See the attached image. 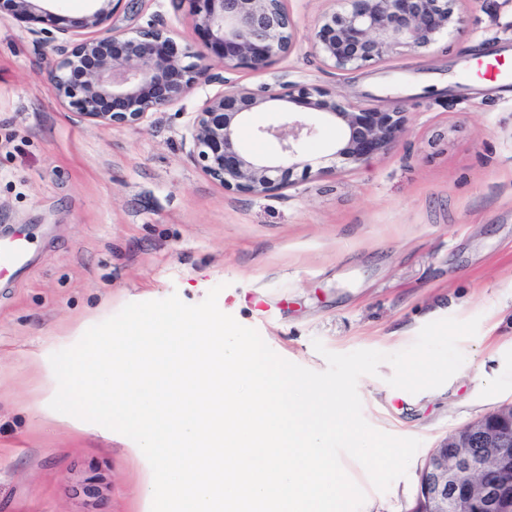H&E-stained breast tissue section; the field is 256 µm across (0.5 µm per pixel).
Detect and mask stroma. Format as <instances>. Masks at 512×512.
<instances>
[{
    "mask_svg": "<svg viewBox=\"0 0 512 512\" xmlns=\"http://www.w3.org/2000/svg\"><path fill=\"white\" fill-rule=\"evenodd\" d=\"M301 38L248 87H321L389 111L406 130L386 154H334L341 128L313 114L291 187L224 190L191 158L193 112L220 91L195 86L138 127L94 125L61 106L58 55L27 27L0 21V235L35 240L31 266L0 277V512H150L152 470L128 437L52 410L50 355L130 302L178 294L190 305L221 286L218 306L280 357L321 372L327 350L394 353L427 323L478 318L460 370L412 394L388 385L390 364L357 384L374 428L420 439L387 492L341 462L366 493L361 512H409L419 472L450 434L512 402V85L469 76L487 55L512 64V0H462V32L418 51L342 72L308 37L333 0H287ZM118 25L155 23L184 45L202 38L187 0H138ZM249 114L240 141L277 155Z\"/></svg>",
    "mask_w": 512,
    "mask_h": 512,
    "instance_id": "35a3bbf8",
    "label": "stroma"
}]
</instances>
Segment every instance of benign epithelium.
<instances>
[{"label":"benign epithelium","instance_id":"benign-epithelium-1","mask_svg":"<svg viewBox=\"0 0 512 512\" xmlns=\"http://www.w3.org/2000/svg\"><path fill=\"white\" fill-rule=\"evenodd\" d=\"M54 2L0 0V19L25 23L32 33L45 34L52 42L62 40L53 74L57 96L84 121L136 127L198 84L224 86L194 113L189 134L195 162L226 190L258 196L291 185L301 165L298 144L312 133L304 121L262 130L279 140L277 158L248 153L240 145L239 129L246 116L271 102L281 103L288 115L299 110L323 114L340 125L344 134L336 154L354 163L388 152L404 131L407 117L402 107L359 108L318 88L252 89L232 78L240 70H263L294 50L299 30L286 0H186L195 28L204 36L195 49L154 24L136 30L115 25L114 16L123 8L133 10L137 0H92V8L81 17L55 11ZM343 2L348 9L324 20L311 36L325 63L338 71L382 60L400 47H429L466 24L458 0ZM214 60L221 63L222 72H213ZM499 417L512 418V403L441 443L458 452L438 455L435 466L420 473L416 499L426 512H512V492L495 483H485L476 498L457 491V475L480 468L472 452L477 441L503 442L489 430Z\"/></svg>","mask_w":512,"mask_h":512}]
</instances>
